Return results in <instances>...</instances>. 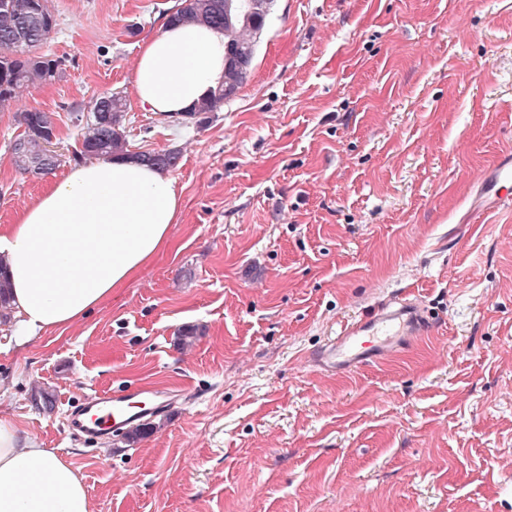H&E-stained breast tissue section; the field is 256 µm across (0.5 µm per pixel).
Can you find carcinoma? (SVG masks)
I'll return each mask as SVG.
<instances>
[{
	"label": "carcinoma",
	"mask_w": 512,
	"mask_h": 512,
	"mask_svg": "<svg viewBox=\"0 0 512 512\" xmlns=\"http://www.w3.org/2000/svg\"><path fill=\"white\" fill-rule=\"evenodd\" d=\"M264 10L250 11L249 0H179L167 15L188 29L209 26L224 34V79L190 111L184 121L200 122L199 116L218 112L235 98L246 82L257 51V35L265 26ZM57 26L50 0H0V105L18 103L23 92L35 85L51 82L65 72V60L38 49L47 44ZM127 104L117 93L96 96L87 113L75 115L85 122L81 148L73 155L79 162L129 154L125 131ZM23 128L14 140L15 166L25 173L48 175L59 160L45 152V141L56 134L53 113L22 105L14 115ZM137 157L162 169L179 164V154L153 150Z\"/></svg>",
	"instance_id": "1"
}]
</instances>
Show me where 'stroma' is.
Returning a JSON list of instances; mask_svg holds the SVG:
<instances>
[{
  "label": "stroma",
  "instance_id": "stroma-1",
  "mask_svg": "<svg viewBox=\"0 0 512 512\" xmlns=\"http://www.w3.org/2000/svg\"><path fill=\"white\" fill-rule=\"evenodd\" d=\"M179 0H51L28 89L60 164L21 174L0 109V225L127 100L133 152L175 150L173 246L79 323L0 353V418L68 459L92 512H512V221L471 228L473 177L512 148V0H273L238 96L202 124L142 111L139 45ZM411 288L441 334L352 374L306 363L337 318ZM194 327L192 344L179 343ZM178 393L139 427L68 426L77 398Z\"/></svg>",
  "mask_w": 512,
  "mask_h": 512
}]
</instances>
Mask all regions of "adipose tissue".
<instances>
[{
	"label": "adipose tissue",
	"mask_w": 512,
	"mask_h": 512,
	"mask_svg": "<svg viewBox=\"0 0 512 512\" xmlns=\"http://www.w3.org/2000/svg\"><path fill=\"white\" fill-rule=\"evenodd\" d=\"M223 77L221 32L166 23L139 48L137 103L175 117ZM181 209L174 179L133 157L80 163L49 184L15 224L0 228L14 325L9 342L67 328L111 299L170 249ZM0 512H91L72 463L1 418Z\"/></svg>",
	"instance_id": "ef3b65f1"
}]
</instances>
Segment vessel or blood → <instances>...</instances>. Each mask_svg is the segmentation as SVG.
Returning a JSON list of instances; mask_svg holds the SVG:
<instances>
[{"label":"vessel or blood","instance_id":"obj_1","mask_svg":"<svg viewBox=\"0 0 512 512\" xmlns=\"http://www.w3.org/2000/svg\"><path fill=\"white\" fill-rule=\"evenodd\" d=\"M471 195L473 217L512 213V150L498 155L481 171ZM442 328V321L418 294L400 288L380 296L370 311L343 321L335 335L315 348L311 357L325 371L349 373L383 363L414 340L438 335ZM158 392V387L144 383L135 393L94 397V414L85 420L72 419L71 424L88 435L122 428L158 412Z\"/></svg>","mask_w":512,"mask_h":512}]
</instances>
